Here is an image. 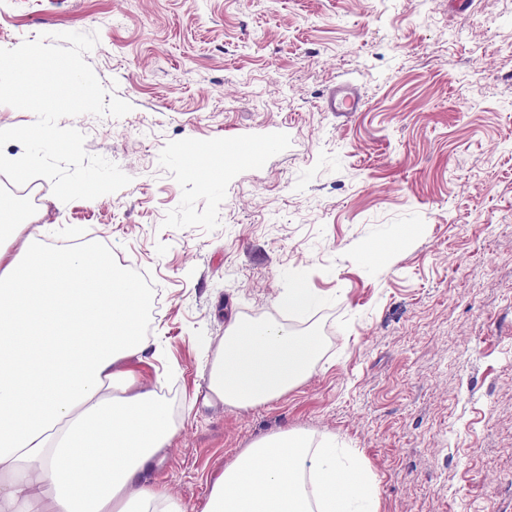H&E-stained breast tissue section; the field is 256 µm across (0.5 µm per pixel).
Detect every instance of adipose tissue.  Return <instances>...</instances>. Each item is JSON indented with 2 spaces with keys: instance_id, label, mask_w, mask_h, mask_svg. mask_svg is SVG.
<instances>
[{
  "instance_id": "obj_1",
  "label": "adipose tissue",
  "mask_w": 512,
  "mask_h": 512,
  "mask_svg": "<svg viewBox=\"0 0 512 512\" xmlns=\"http://www.w3.org/2000/svg\"><path fill=\"white\" fill-rule=\"evenodd\" d=\"M15 203L0 198V512H183L148 482L177 434L154 390L120 362L151 347L143 291L103 255L49 253L33 228L21 254ZM320 360L278 322L235 323L207 380L225 405L280 397ZM204 512H378L373 476L352 452L302 430L254 442L210 486Z\"/></svg>"
}]
</instances>
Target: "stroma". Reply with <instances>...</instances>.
Returning <instances> with one entry per match:
<instances>
[{"mask_svg":"<svg viewBox=\"0 0 512 512\" xmlns=\"http://www.w3.org/2000/svg\"><path fill=\"white\" fill-rule=\"evenodd\" d=\"M93 31L133 110L61 124L131 184L60 206L0 174V197L159 289L126 364L179 427L152 482L203 512L240 452L302 429L357 450L379 512H512V0H0V48ZM342 79L362 111L322 110ZM294 270L327 299L321 361L225 406L210 350L285 320Z\"/></svg>","mask_w":512,"mask_h":512,"instance_id":"1","label":"stroma"}]
</instances>
